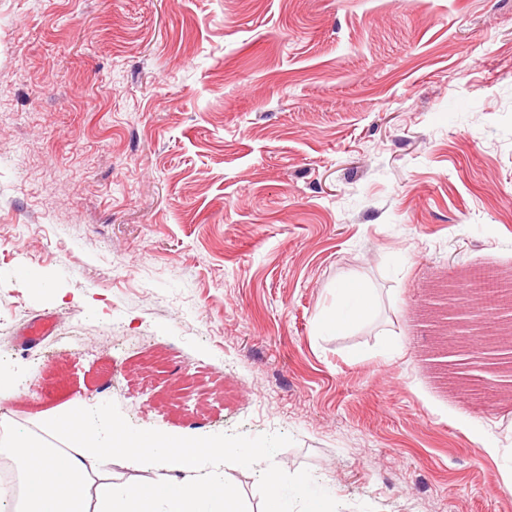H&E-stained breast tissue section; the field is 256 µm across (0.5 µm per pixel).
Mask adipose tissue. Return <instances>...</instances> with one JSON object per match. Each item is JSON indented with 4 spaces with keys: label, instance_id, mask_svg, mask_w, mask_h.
<instances>
[{
    "label": "adipose tissue",
    "instance_id": "adipose-tissue-1",
    "mask_svg": "<svg viewBox=\"0 0 512 512\" xmlns=\"http://www.w3.org/2000/svg\"><path fill=\"white\" fill-rule=\"evenodd\" d=\"M377 305L372 289L356 284L340 289L328 319L337 328L366 321ZM222 442L199 447L181 440L129 431L111 415L69 408L41 418L38 433L10 431L0 438V455L13 460L20 491L0 489L7 512H242L237 487L226 472L200 469L202 456L221 457ZM115 457L127 466L157 468L158 479L118 482L96 463ZM307 504L306 512H329L322 489L307 483L286 489L266 484L264 512H290L289 498Z\"/></svg>",
    "mask_w": 512,
    "mask_h": 512
}]
</instances>
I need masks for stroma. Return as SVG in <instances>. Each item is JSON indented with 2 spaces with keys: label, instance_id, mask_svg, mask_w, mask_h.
<instances>
[{
  "label": "stroma",
  "instance_id": "stroma-1",
  "mask_svg": "<svg viewBox=\"0 0 512 512\" xmlns=\"http://www.w3.org/2000/svg\"><path fill=\"white\" fill-rule=\"evenodd\" d=\"M480 269L512 276V0H0L16 429L77 406L222 440L200 464L244 512L271 477L333 512H512V399L441 355ZM353 280L374 318L325 328ZM293 496L304 499L307 504L305 512H330L328 499L320 488L310 486L309 483H300L292 489Z\"/></svg>",
  "mask_w": 512,
  "mask_h": 512
}]
</instances>
